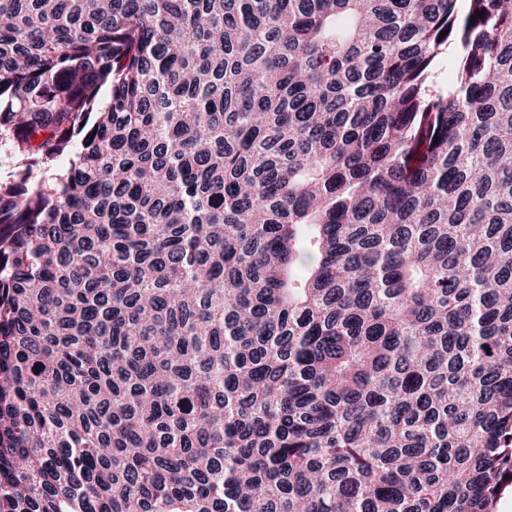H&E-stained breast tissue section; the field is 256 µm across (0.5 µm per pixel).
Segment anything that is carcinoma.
<instances>
[{"mask_svg": "<svg viewBox=\"0 0 512 512\" xmlns=\"http://www.w3.org/2000/svg\"><path fill=\"white\" fill-rule=\"evenodd\" d=\"M1 147L0 512H496L512 0H0Z\"/></svg>", "mask_w": 512, "mask_h": 512, "instance_id": "cac0c4a2", "label": "carcinoma"}]
</instances>
